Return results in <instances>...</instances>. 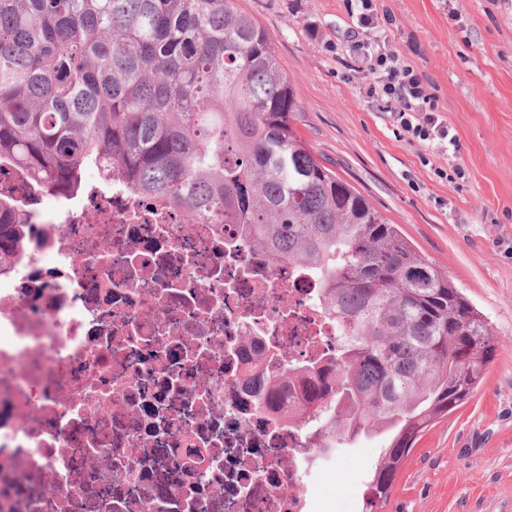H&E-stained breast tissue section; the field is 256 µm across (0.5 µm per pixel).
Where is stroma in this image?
Listing matches in <instances>:
<instances>
[{
  "label": "stroma",
  "instance_id": "stroma-1",
  "mask_svg": "<svg viewBox=\"0 0 512 512\" xmlns=\"http://www.w3.org/2000/svg\"><path fill=\"white\" fill-rule=\"evenodd\" d=\"M388 39L430 84L458 139L447 155L408 140L364 97L362 35L348 0H235L269 31L303 108L294 128L480 311L499 341L471 398L429 426L381 512H512V0H376ZM387 436L307 467L313 512H359Z\"/></svg>",
  "mask_w": 512,
  "mask_h": 512
}]
</instances>
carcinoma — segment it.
I'll return each instance as SVG.
<instances>
[{
	"label": "carcinoma",
	"mask_w": 512,
	"mask_h": 512,
	"mask_svg": "<svg viewBox=\"0 0 512 512\" xmlns=\"http://www.w3.org/2000/svg\"><path fill=\"white\" fill-rule=\"evenodd\" d=\"M303 109L270 34L234 0H0V168L73 196L101 182L233 224L318 281L333 357L304 379L311 457L389 436L362 512L438 416L471 397L498 349L487 321L363 194L296 134ZM0 192V273L21 225Z\"/></svg>",
	"instance_id": "obj_1"
}]
</instances>
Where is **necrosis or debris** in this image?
<instances>
[{"instance_id": "4bbe7bcc", "label": "necrosis or debris", "mask_w": 512, "mask_h": 512, "mask_svg": "<svg viewBox=\"0 0 512 512\" xmlns=\"http://www.w3.org/2000/svg\"><path fill=\"white\" fill-rule=\"evenodd\" d=\"M0 288V512H310V460L255 363L307 364L336 325L295 266L88 181L44 205Z\"/></svg>"}]
</instances>
